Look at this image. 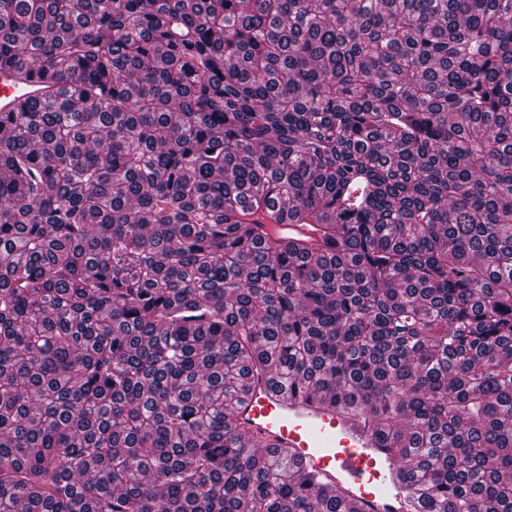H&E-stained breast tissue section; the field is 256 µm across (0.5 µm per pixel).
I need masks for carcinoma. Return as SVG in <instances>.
I'll return each mask as SVG.
<instances>
[{"mask_svg": "<svg viewBox=\"0 0 512 512\" xmlns=\"http://www.w3.org/2000/svg\"><path fill=\"white\" fill-rule=\"evenodd\" d=\"M0 65V512H359L265 377L512 512V0H0ZM13 75L3 71L0 66V112H13L16 104L29 98H38L42 93H56L59 85L47 82L45 79H32L26 84H18L13 81ZM47 86V89L41 87ZM266 229L271 233L283 234L288 239H307L309 242H315L319 236L314 224H267Z\"/></svg>", "mask_w": 512, "mask_h": 512, "instance_id": "carcinoma-1", "label": "carcinoma"}]
</instances>
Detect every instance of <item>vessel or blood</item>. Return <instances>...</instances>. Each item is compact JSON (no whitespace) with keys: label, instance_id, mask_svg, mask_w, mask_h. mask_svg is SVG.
Masks as SVG:
<instances>
[{"label":"vessel or blood","instance_id":"obj_1","mask_svg":"<svg viewBox=\"0 0 512 512\" xmlns=\"http://www.w3.org/2000/svg\"><path fill=\"white\" fill-rule=\"evenodd\" d=\"M57 90V84L37 78L16 83L10 72L0 70V112ZM268 230L311 242L319 236L312 224H272ZM236 412L240 426L259 447L291 451L304 469L327 485L347 487L362 512H408L397 460L360 417L318 399L290 395L266 380L249 383Z\"/></svg>","mask_w":512,"mask_h":512}]
</instances>
